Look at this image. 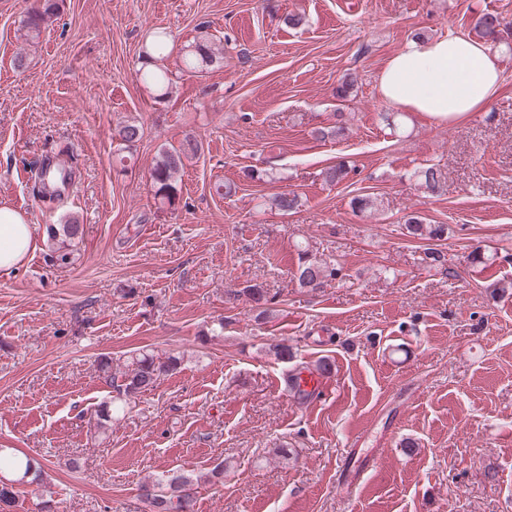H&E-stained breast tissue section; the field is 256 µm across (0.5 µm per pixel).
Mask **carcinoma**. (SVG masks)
<instances>
[{
	"instance_id": "obj_1",
	"label": "carcinoma",
	"mask_w": 512,
	"mask_h": 512,
	"mask_svg": "<svg viewBox=\"0 0 512 512\" xmlns=\"http://www.w3.org/2000/svg\"><path fill=\"white\" fill-rule=\"evenodd\" d=\"M59 0H40L38 7L30 11L24 27L28 40H38L51 19L59 16ZM512 27L511 22L498 12H485L475 22L474 29L480 37L496 41L501 32ZM169 45L168 33L157 29L151 32V40L140 58V74L142 79L155 91V99L162 101L169 94L171 78L168 71L160 66V61ZM223 57L215 51L212 39L201 35L191 44L183 48V64L191 72L202 73L221 64ZM113 138L118 141V151H128L142 138V127L135 122H124L115 128ZM202 144L194 138H187L179 147H164L159 153L150 171V181L155 197L173 204L178 193V175L185 166V160L196 155ZM349 174L345 162L325 168L322 179L329 184H338ZM412 177L418 185L431 193L439 191L445 179L442 168L437 164L426 163L417 168ZM274 205L283 212H292L299 208L301 200L293 192H284L273 198ZM407 235L419 240L440 241L447 232L444 224H427L418 215L410 214L404 222ZM48 238L57 242L56 260L63 263L71 259L73 243L82 235L81 225L73 218L64 224H49L46 228ZM336 267L310 256L307 251L298 252V268L296 278L302 288L313 290L323 286L326 280L337 276ZM252 302L259 308V315L268 312L267 305L271 302L267 292L259 285H250L242 289ZM183 356L170 354L164 358L153 353H139L130 358L127 371L121 374V384L117 385V400L129 404L138 394L155 387L161 375L180 368ZM0 464L10 471L14 478L0 480V512H12L18 497L16 482L26 476L32 481H43L44 469L40 462L23 453L17 454L0 448ZM198 479L190 474L179 473L161 475L145 487L144 495L153 512H194V499Z\"/></svg>"
}]
</instances>
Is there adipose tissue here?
I'll return each mask as SVG.
<instances>
[{
  "label": "adipose tissue",
  "mask_w": 512,
  "mask_h": 512,
  "mask_svg": "<svg viewBox=\"0 0 512 512\" xmlns=\"http://www.w3.org/2000/svg\"><path fill=\"white\" fill-rule=\"evenodd\" d=\"M502 82L499 55L471 37L414 38L377 77L382 100L398 112L447 123L485 109ZM37 248L28 217L0 205V271L21 265Z\"/></svg>",
  "instance_id": "obj_1"
}]
</instances>
